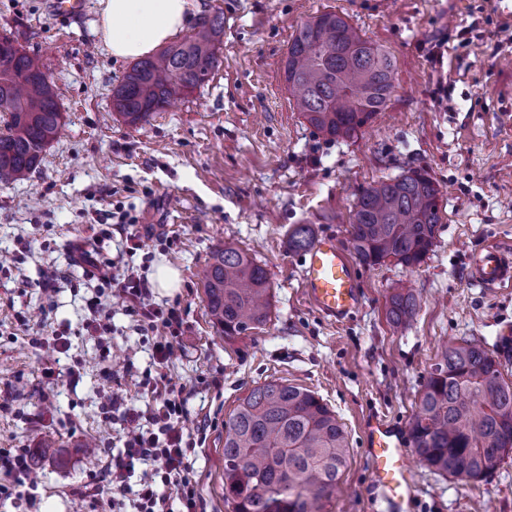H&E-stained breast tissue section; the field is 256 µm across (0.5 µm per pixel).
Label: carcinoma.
Listing matches in <instances>:
<instances>
[{
  "label": "carcinoma",
  "mask_w": 512,
  "mask_h": 512,
  "mask_svg": "<svg viewBox=\"0 0 512 512\" xmlns=\"http://www.w3.org/2000/svg\"><path fill=\"white\" fill-rule=\"evenodd\" d=\"M195 35L137 61L112 90V109L136 127L171 101L204 85L219 61L224 14L205 15ZM394 64L344 17L323 12L288 45L285 81L304 121L331 140H350L384 111ZM0 184L27 178L63 126L53 82L39 59L0 34ZM440 190L428 172L409 169L362 189L351 242L365 266L393 260L420 264L441 224ZM312 225L288 235V249L307 250ZM209 317L233 343L267 325L272 312L267 269L230 242L216 248L203 275ZM408 288L388 301L393 326L417 312ZM499 357L462 339L441 348L418 395L410 438L433 472L480 481L512 454V380ZM349 440L336 414L314 392L278 381L252 389L224 422V502L231 512H321L339 488Z\"/></svg>",
  "instance_id": "cac0c4a2"
}]
</instances>
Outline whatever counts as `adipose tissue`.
Returning a JSON list of instances; mask_svg holds the SVG:
<instances>
[{
    "label": "adipose tissue",
    "instance_id": "adipose-tissue-1",
    "mask_svg": "<svg viewBox=\"0 0 512 512\" xmlns=\"http://www.w3.org/2000/svg\"><path fill=\"white\" fill-rule=\"evenodd\" d=\"M98 27L114 58L154 53L193 18L195 0H101Z\"/></svg>",
    "mask_w": 512,
    "mask_h": 512
}]
</instances>
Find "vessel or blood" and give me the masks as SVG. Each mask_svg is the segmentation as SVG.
Instances as JSON below:
<instances>
[{
    "instance_id": "vessel-or-blood-1",
    "label": "vessel or blood",
    "mask_w": 512,
    "mask_h": 512,
    "mask_svg": "<svg viewBox=\"0 0 512 512\" xmlns=\"http://www.w3.org/2000/svg\"><path fill=\"white\" fill-rule=\"evenodd\" d=\"M471 276L485 288L512 287V244L492 243L475 257ZM302 283L324 315L345 319L360 295L356 271L344 250L329 237L318 238L304 256ZM373 487L388 512H410L416 485L410 450L402 430L378 420L365 432Z\"/></svg>"
}]
</instances>
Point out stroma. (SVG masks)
Wrapping results in <instances>:
<instances>
[{
    "mask_svg": "<svg viewBox=\"0 0 512 512\" xmlns=\"http://www.w3.org/2000/svg\"><path fill=\"white\" fill-rule=\"evenodd\" d=\"M100 0L74 17L52 0H0V32L37 54L59 95L64 126L25 180L0 186V252L32 242L19 274L0 280V449L29 448L38 473L34 501L1 498L0 512H89L77 495L112 452L115 428L101 403L145 400L136 380L150 345L114 309L110 344L86 335L93 291L79 268L45 311L32 288L42 269L66 265L87 243V210L123 209L137 220L148 255L135 264L177 269L172 293L184 325L169 367L176 386L194 387L186 429L202 440L194 459L207 512L224 501V422L250 390L270 380L316 392L349 438L342 484L323 512H381L363 447L366 424L383 417L408 428L418 393L442 344L469 339L512 350V288L471 279L473 256L512 243V18L500 0H199L200 14L224 13L219 64L204 86L154 113L142 129L112 110V90L130 69L105 47ZM344 16L394 60V92L359 138L331 141L294 111L284 78L288 42L314 15ZM439 49L441 61L430 58ZM411 168L440 189L442 222L417 266L357 265L360 302L337 322L316 309L301 280L302 254L288 248L296 225H312L350 249V221L363 188ZM231 242L254 254L272 286L270 322L225 343L207 316L199 276L213 249ZM418 299L413 323L394 330V288ZM47 319L70 342L66 353L14 337L17 314ZM57 376H42L46 366ZM121 379H113V372ZM97 444L87 456V440ZM411 512H512V456L481 481L414 466Z\"/></svg>",
    "mask_w": 512,
    "mask_h": 512,
    "instance_id": "obj_1",
    "label": "stroma"
}]
</instances>
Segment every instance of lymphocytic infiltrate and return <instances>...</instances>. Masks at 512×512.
Instances as JSON below:
<instances>
[{
	"label": "lymphocytic infiltrate",
	"mask_w": 512,
	"mask_h": 512,
	"mask_svg": "<svg viewBox=\"0 0 512 512\" xmlns=\"http://www.w3.org/2000/svg\"><path fill=\"white\" fill-rule=\"evenodd\" d=\"M89 279L108 291L110 301L93 298L83 328L90 336L112 333L111 301H118L138 332L152 336V367L137 386L148 398L144 409H125L117 401L108 406L118 411L124 424L122 445L105 468L91 474L79 492L88 498L92 512H205L197 481L189 462L196 442L185 430L190 389L172 385L167 370L179 345L183 315L179 304H159L148 280L132 266H120L100 252L79 258ZM138 487H131V477Z\"/></svg>",
	"instance_id": "lymphocytic-infiltrate-1"
}]
</instances>
